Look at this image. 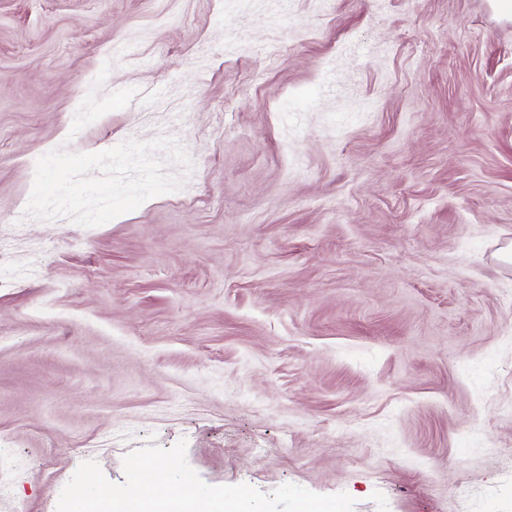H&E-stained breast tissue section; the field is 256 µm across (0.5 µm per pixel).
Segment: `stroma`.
Listing matches in <instances>:
<instances>
[{"label":"stroma","mask_w":512,"mask_h":512,"mask_svg":"<svg viewBox=\"0 0 512 512\" xmlns=\"http://www.w3.org/2000/svg\"><path fill=\"white\" fill-rule=\"evenodd\" d=\"M167 137L91 228L37 160ZM512 16L494 0H0V512L187 442L212 486L512 512Z\"/></svg>","instance_id":"1"}]
</instances>
